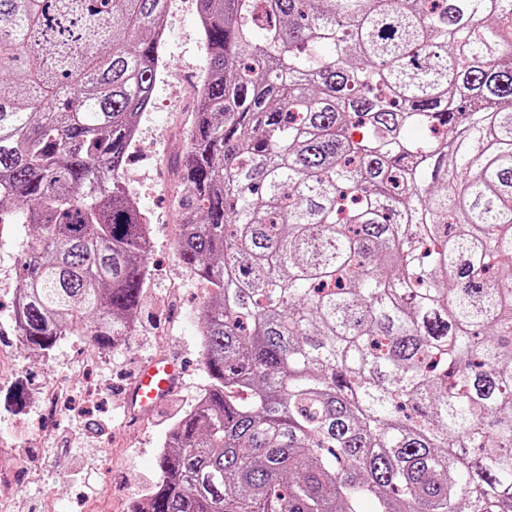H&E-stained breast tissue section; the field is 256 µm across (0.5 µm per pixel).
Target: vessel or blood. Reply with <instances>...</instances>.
<instances>
[{
    "label": "vessel or blood",
    "mask_w": 512,
    "mask_h": 512,
    "mask_svg": "<svg viewBox=\"0 0 512 512\" xmlns=\"http://www.w3.org/2000/svg\"><path fill=\"white\" fill-rule=\"evenodd\" d=\"M181 374L174 359L157 357L147 361L130 386L129 404L149 409L160 407L178 388Z\"/></svg>",
    "instance_id": "obj_1"
}]
</instances>
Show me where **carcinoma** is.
<instances>
[{"label": "carcinoma", "instance_id": "carcinoma-1", "mask_svg": "<svg viewBox=\"0 0 512 512\" xmlns=\"http://www.w3.org/2000/svg\"><path fill=\"white\" fill-rule=\"evenodd\" d=\"M178 200L209 390L130 512H512V0H198ZM168 0H0L14 330L114 350Z\"/></svg>", "mask_w": 512, "mask_h": 512}]
</instances>
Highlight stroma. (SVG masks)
Instances as JSON below:
<instances>
[{
	"mask_svg": "<svg viewBox=\"0 0 512 512\" xmlns=\"http://www.w3.org/2000/svg\"><path fill=\"white\" fill-rule=\"evenodd\" d=\"M161 58L165 71L142 117L140 144L119 180L153 218L149 275L128 342L103 352L90 371V337H64L46 356L15 343L14 288L38 241L24 224L6 225L0 233V445L15 448L24 473L16 485H0V499L25 512H129L157 480L168 429L210 387L197 320L209 288L185 271L176 251L180 167L198 106L195 87L206 69L196 0H169ZM159 356L182 363V384L158 410L128 418L127 390L141 365ZM84 380L99 387L93 407L75 402L41 419L37 394L44 382ZM91 486L99 495L88 496Z\"/></svg>",
	"mask_w": 512,
	"mask_h": 512,
	"instance_id": "obj_1",
	"label": "stroma"
}]
</instances>
